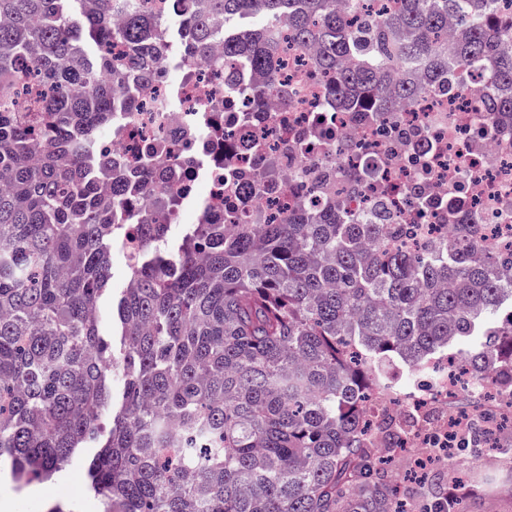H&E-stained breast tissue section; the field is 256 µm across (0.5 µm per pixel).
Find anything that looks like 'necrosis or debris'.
Here are the masks:
<instances>
[{
    "label": "necrosis or debris",
    "instance_id": "obj_1",
    "mask_svg": "<svg viewBox=\"0 0 512 512\" xmlns=\"http://www.w3.org/2000/svg\"><path fill=\"white\" fill-rule=\"evenodd\" d=\"M223 59L219 52L206 60L185 53L173 69L177 79L161 66L138 110L114 113L101 153L130 164L144 145L163 149L162 166L128 201L129 209L148 210L162 224H220L231 202L247 223L271 224L300 210L354 212L383 202L393 216L409 215L415 239L442 233L452 209L458 223L485 225L493 240L512 239V119L486 129L472 85L448 98L424 90L415 106L374 121L341 111L315 79L311 51L287 39L278 67L282 88L253 111L229 91ZM171 97L177 107L158 111V102ZM365 158L378 169L351 190L350 174ZM230 168L237 179L229 187ZM258 176L263 186L257 191ZM414 194L422 209L410 205ZM455 395L446 378L428 396L380 407L391 414L430 413L411 437L415 448L437 435L464 433L478 417L492 432L512 418V400L504 397L479 400L468 413L449 417Z\"/></svg>",
    "mask_w": 512,
    "mask_h": 512
}]
</instances>
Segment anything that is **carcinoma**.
Segmentation results:
<instances>
[{"label": "carcinoma", "mask_w": 512, "mask_h": 512, "mask_svg": "<svg viewBox=\"0 0 512 512\" xmlns=\"http://www.w3.org/2000/svg\"><path fill=\"white\" fill-rule=\"evenodd\" d=\"M181 44L277 74L279 30L316 48L346 112H390L464 80L493 126L512 115V16L495 0H397L357 26L335 0H180ZM128 0H0V469L48 481L97 442L89 488L103 512H466L443 491L406 503L385 465L423 415L374 394L464 358L474 393L512 398V243L482 224L409 242L375 215L297 213L279 224L170 225L125 200L153 151L124 169L98 152L135 111L170 47ZM126 47L118 76L112 38ZM137 224L118 332L99 333L113 241ZM112 410L104 438L99 422ZM502 448L476 428L460 447Z\"/></svg>", "instance_id": "obj_1"}]
</instances>
